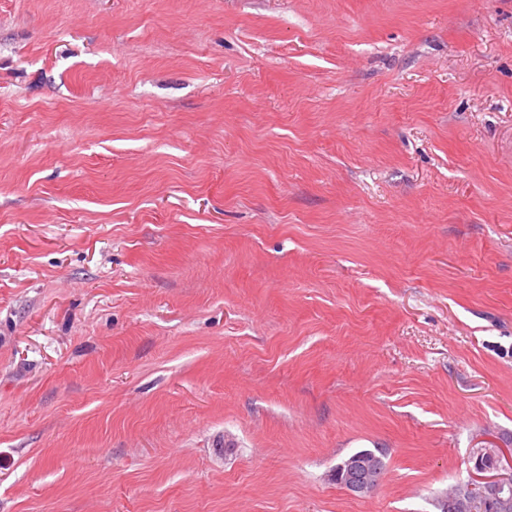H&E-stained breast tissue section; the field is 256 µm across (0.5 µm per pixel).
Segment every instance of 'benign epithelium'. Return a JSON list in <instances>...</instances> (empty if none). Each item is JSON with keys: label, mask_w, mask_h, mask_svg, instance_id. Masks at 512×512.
I'll list each match as a JSON object with an SVG mask.
<instances>
[{"label": "benign epithelium", "mask_w": 512, "mask_h": 512, "mask_svg": "<svg viewBox=\"0 0 512 512\" xmlns=\"http://www.w3.org/2000/svg\"><path fill=\"white\" fill-rule=\"evenodd\" d=\"M349 494L365 496L382 480L378 458L355 455L331 474ZM450 512H499L512 505V452L506 448H478L472 478L462 489L446 495Z\"/></svg>", "instance_id": "1"}]
</instances>
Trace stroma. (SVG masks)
<instances>
[{"label":"stroma","mask_w":512,"mask_h":512,"mask_svg":"<svg viewBox=\"0 0 512 512\" xmlns=\"http://www.w3.org/2000/svg\"><path fill=\"white\" fill-rule=\"evenodd\" d=\"M488 439L512 0H0V512H441ZM331 477L350 495L365 496L378 487L382 473L377 457L355 455L340 464Z\"/></svg>","instance_id":"stroma-1"}]
</instances>
